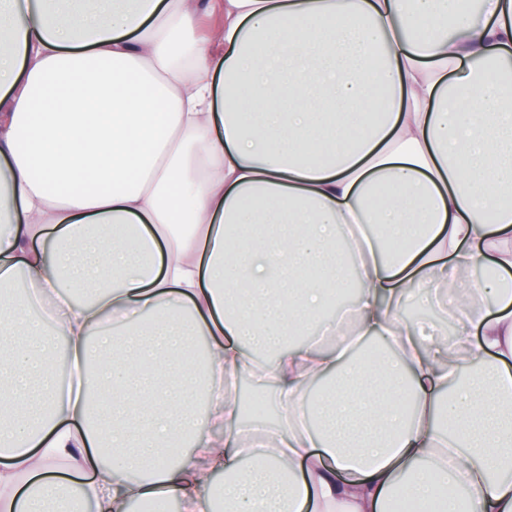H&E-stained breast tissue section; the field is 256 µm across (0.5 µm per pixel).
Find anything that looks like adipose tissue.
I'll return each mask as SVG.
<instances>
[{
    "label": "adipose tissue",
    "instance_id": "adipose-tissue-1",
    "mask_svg": "<svg viewBox=\"0 0 512 512\" xmlns=\"http://www.w3.org/2000/svg\"><path fill=\"white\" fill-rule=\"evenodd\" d=\"M1 29L0 512H212L223 474L225 512H512V0H0ZM468 264L453 345L401 316ZM19 277L94 296L32 322ZM260 351L273 430L231 393Z\"/></svg>",
    "mask_w": 512,
    "mask_h": 512
}]
</instances>
